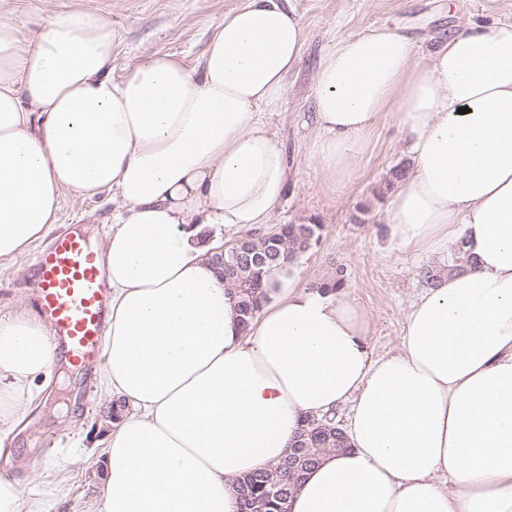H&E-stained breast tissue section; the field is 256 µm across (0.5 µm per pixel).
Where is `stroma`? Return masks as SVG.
Listing matches in <instances>:
<instances>
[{
	"label": "stroma",
	"instance_id": "1",
	"mask_svg": "<svg viewBox=\"0 0 512 512\" xmlns=\"http://www.w3.org/2000/svg\"><path fill=\"white\" fill-rule=\"evenodd\" d=\"M43 13L92 8L112 20V76L124 77L139 61L168 54L199 63L215 26L242 0H28ZM301 17L303 59L288 77V95L272 119L284 147L289 179L275 221L290 224L314 216L320 240L298 259L302 283L312 284L343 269L345 286L371 315L373 356L398 352L404 312L426 288L422 272L447 265V257L417 258L397 250L384 221L400 181L393 171L409 167L404 134L384 114L370 134L367 155L344 178L329 177L307 155V124L313 112V78L323 53L339 39L379 27L398 29L419 53L434 49L460 23L512 21V0H282ZM71 224L93 227L104 238L112 224L106 197H65L55 231ZM42 243L15 261L0 264V315L33 313L27 287ZM112 421V400L97 383L53 372L47 387L29 398L16 425L0 423V470H11L21 485L44 491L34 468L63 469L66 496L53 512H92L103 466L96 448Z\"/></svg>",
	"mask_w": 512,
	"mask_h": 512
}]
</instances>
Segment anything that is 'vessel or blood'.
I'll return each mask as SVG.
<instances>
[{"instance_id": "1", "label": "vessel or blood", "mask_w": 512, "mask_h": 512, "mask_svg": "<svg viewBox=\"0 0 512 512\" xmlns=\"http://www.w3.org/2000/svg\"><path fill=\"white\" fill-rule=\"evenodd\" d=\"M33 266V306L49 328L51 347L90 365L102 346L108 307L103 265L87 232L76 226L56 234Z\"/></svg>"}]
</instances>
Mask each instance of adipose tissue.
I'll use <instances>...</instances> for the list:
<instances>
[{
  "instance_id": "ef3b65f1",
  "label": "adipose tissue",
  "mask_w": 512,
  "mask_h": 512,
  "mask_svg": "<svg viewBox=\"0 0 512 512\" xmlns=\"http://www.w3.org/2000/svg\"><path fill=\"white\" fill-rule=\"evenodd\" d=\"M280 0L224 14L195 67L155 55L112 76V21L29 20L0 0V263L57 223L64 193L111 194L98 379L129 411L100 450L93 512H239L235 482L279 462L304 417L350 404L290 512H512V23L463 24L420 55L394 29L335 42L315 75L308 156L342 178L394 113L411 163L386 214L404 250L463 246L375 357L350 292L276 272L243 326L210 259L272 223L288 165L269 118L302 58ZM47 330L0 315V420L55 367ZM0 512L48 501L0 471Z\"/></svg>"
}]
</instances>
